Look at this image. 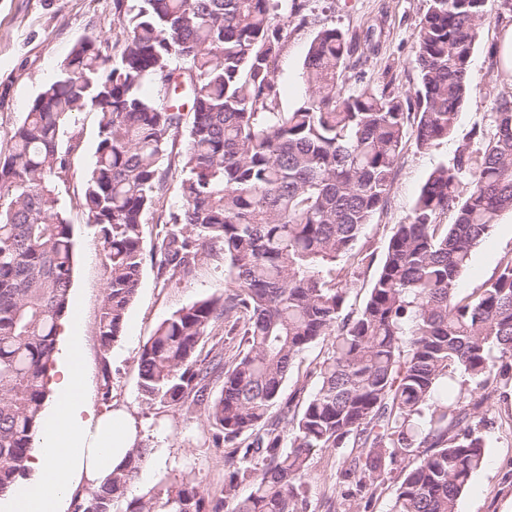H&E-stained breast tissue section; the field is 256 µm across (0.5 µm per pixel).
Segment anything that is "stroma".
Segmentation results:
<instances>
[{"label":"stroma","mask_w":512,"mask_h":512,"mask_svg":"<svg viewBox=\"0 0 512 512\" xmlns=\"http://www.w3.org/2000/svg\"><path fill=\"white\" fill-rule=\"evenodd\" d=\"M426 0H305L299 13H292L289 0H281L278 20L288 23V38L275 60L280 85L277 109L293 111L308 96L302 78L303 61L313 37L334 27L347 36H364L374 29L378 46L359 64L345 70L344 92L356 88V78L379 84L393 80L407 96H414L418 75L410 60ZM498 17H491L479 34L473 56V71L480 85L461 111L454 136L426 150L407 145L386 211L377 214L361 240L376 253H383L393 225L406 221L430 171L449 160L469 130L495 109V95L512 92L491 55L498 43ZM121 26L113 0H0V148L10 137L29 102L51 80L75 41L85 34L100 36L112 48ZM97 116L81 112L68 121L66 135L75 149L69 165L56 180L59 204L73 226L75 268L69 318L83 326V363L88 401L100 411L115 409L135 420L139 438L153 453L141 471V484L182 475L195 479L207 498L221 497L227 447H215L203 415H187L171 409H154L142 403L138 391L136 360L141 347L156 327L174 311L197 299L219 295L230 288L224 262L211 259L180 283H163L152 262H144L136 296L129 307L123 331L110 353H103L96 334L106 273L97 229L88 224L78 205L84 178L95 161ZM512 253V217L503 216L478 245L471 267L461 280L462 293L469 294L491 277L503 255ZM112 369V397L103 399V362ZM451 387L463 403L480 401L481 429L487 463L477 472L470 488L457 502V512H512V390L484 393L474 383L454 377ZM349 454L345 448L316 450L311 459L308 498L312 512H324L323 499L335 494L345 512H390L395 474L376 480L373 486L355 491L340 484L338 474Z\"/></svg>","instance_id":"1"}]
</instances>
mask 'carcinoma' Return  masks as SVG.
Segmentation results:
<instances>
[{"label": "carcinoma", "instance_id": "carcinoma-1", "mask_svg": "<svg viewBox=\"0 0 512 512\" xmlns=\"http://www.w3.org/2000/svg\"><path fill=\"white\" fill-rule=\"evenodd\" d=\"M494 2L427 0L413 100L391 80L342 95L357 43L319 31L302 67L308 99L277 112L273 64L288 23H274L270 0H115L119 52L97 35L79 38L0 151V496L28 475L68 313L73 230L55 178L69 162L66 123L88 110L98 143L79 203L106 270L103 399L140 282L143 226L156 213L159 278L181 282L220 257L233 287L158 325L137 358L140 398L204 414L215 443L235 451L223 496L208 500L187 478L133 493L151 454L137 443L98 489L74 498L73 512H309L320 448L360 449L340 472L349 486L403 463L391 512H456L486 462L483 401L448 399V375L512 388V255L475 292H460L474 249L512 212V94L497 95L488 124L431 171L407 221L392 228L359 310L348 283L375 263L358 242L388 207L409 139L427 149L455 134ZM148 79L184 90L187 103L148 98ZM183 130L181 205L160 212V162ZM226 336L243 347L227 349ZM325 339L327 356L282 397L297 361Z\"/></svg>", "mask_w": 512, "mask_h": 512}]
</instances>
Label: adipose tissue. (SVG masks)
Instances as JSON below:
<instances>
[{
  "label": "adipose tissue",
  "instance_id": "ef3b65f1",
  "mask_svg": "<svg viewBox=\"0 0 512 512\" xmlns=\"http://www.w3.org/2000/svg\"><path fill=\"white\" fill-rule=\"evenodd\" d=\"M63 330L67 345L47 380L51 405L28 462L34 478L10 501V512H64L77 480L99 486L138 440L123 413L100 412L87 401L78 360L82 326L73 320Z\"/></svg>",
  "mask_w": 512,
  "mask_h": 512
}]
</instances>
